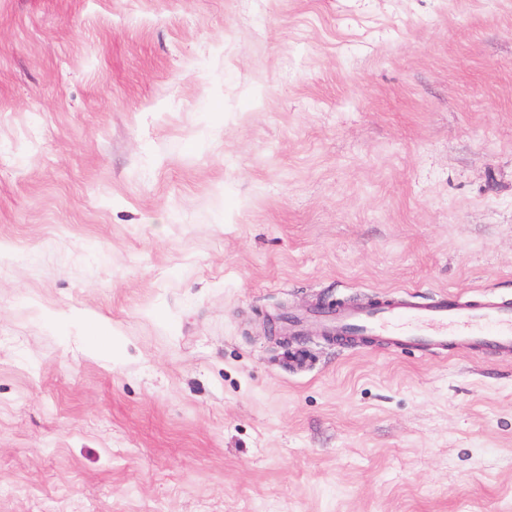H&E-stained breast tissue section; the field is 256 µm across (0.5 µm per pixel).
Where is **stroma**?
Wrapping results in <instances>:
<instances>
[{"instance_id":"stroma-1","label":"stroma","mask_w":512,"mask_h":512,"mask_svg":"<svg viewBox=\"0 0 512 512\" xmlns=\"http://www.w3.org/2000/svg\"><path fill=\"white\" fill-rule=\"evenodd\" d=\"M443 296L512 307V0H0V512H512V349L316 311Z\"/></svg>"}]
</instances>
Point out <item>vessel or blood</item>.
<instances>
[{
    "label": "vessel or blood",
    "mask_w": 512,
    "mask_h": 512,
    "mask_svg": "<svg viewBox=\"0 0 512 512\" xmlns=\"http://www.w3.org/2000/svg\"><path fill=\"white\" fill-rule=\"evenodd\" d=\"M335 323L337 330L383 336L396 346L443 349L460 341L487 352L512 348V310L492 300L477 311L444 297L429 304L394 300L339 310Z\"/></svg>",
    "instance_id": "vessel-or-blood-1"
}]
</instances>
